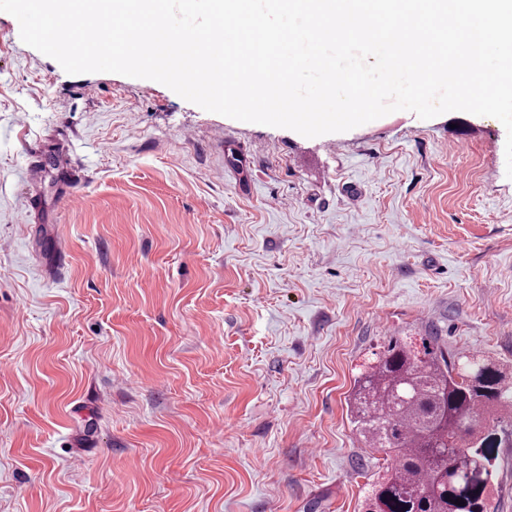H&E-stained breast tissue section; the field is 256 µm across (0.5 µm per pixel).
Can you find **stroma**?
<instances>
[{"label": "stroma", "mask_w": 512, "mask_h": 512, "mask_svg": "<svg viewBox=\"0 0 512 512\" xmlns=\"http://www.w3.org/2000/svg\"><path fill=\"white\" fill-rule=\"evenodd\" d=\"M505 140L234 120L0 12V512H360L364 365L403 337L512 369Z\"/></svg>", "instance_id": "obj_1"}]
</instances>
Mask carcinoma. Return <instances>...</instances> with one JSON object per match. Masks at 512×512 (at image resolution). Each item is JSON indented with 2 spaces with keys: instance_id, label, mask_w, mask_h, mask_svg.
I'll return each mask as SVG.
<instances>
[{
  "instance_id": "1",
  "label": "carcinoma",
  "mask_w": 512,
  "mask_h": 512,
  "mask_svg": "<svg viewBox=\"0 0 512 512\" xmlns=\"http://www.w3.org/2000/svg\"><path fill=\"white\" fill-rule=\"evenodd\" d=\"M349 411L364 447L385 454L364 512H490L502 441L487 425L512 437V374L496 361L391 341L357 376Z\"/></svg>"
}]
</instances>
